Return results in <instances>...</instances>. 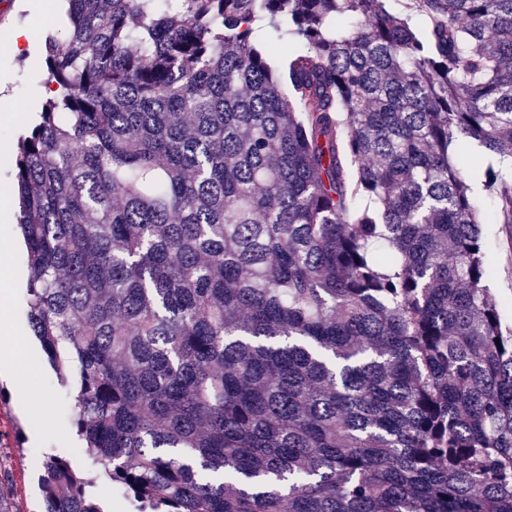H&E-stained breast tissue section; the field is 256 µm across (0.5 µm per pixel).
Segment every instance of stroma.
Returning a JSON list of instances; mask_svg holds the SVG:
<instances>
[{
  "label": "stroma",
  "instance_id": "35a3bbf8",
  "mask_svg": "<svg viewBox=\"0 0 512 512\" xmlns=\"http://www.w3.org/2000/svg\"><path fill=\"white\" fill-rule=\"evenodd\" d=\"M64 14L54 0H0V80H7L17 101L13 115L0 119L5 138L0 156L15 147V137L31 124L48 96L49 74L42 49L47 33L57 31ZM30 31V49L14 52L11 36L19 28ZM485 256L491 277L488 285L500 304L502 317L512 323V230L503 224L484 227ZM25 286L14 288L8 303L0 305V319L15 330L0 335V346L16 352L19 364L28 368L33 388L49 400L40 415L22 413L12 385L0 388V512H40L38 461L56 454L86 471L88 457L73 427V394L47 363L27 319Z\"/></svg>",
  "mask_w": 512,
  "mask_h": 512
}]
</instances>
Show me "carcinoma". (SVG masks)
Segmentation results:
<instances>
[{"label": "carcinoma", "mask_w": 512, "mask_h": 512, "mask_svg": "<svg viewBox=\"0 0 512 512\" xmlns=\"http://www.w3.org/2000/svg\"><path fill=\"white\" fill-rule=\"evenodd\" d=\"M67 2L11 164L96 475L43 512H512V0ZM485 256L491 272L488 285L500 304L503 319L512 323V237L505 224H485ZM119 493L113 490L112 484L107 479L102 478L98 481L96 496L104 512H133L129 500ZM109 505H112V509Z\"/></svg>", "instance_id": "obj_1"}]
</instances>
